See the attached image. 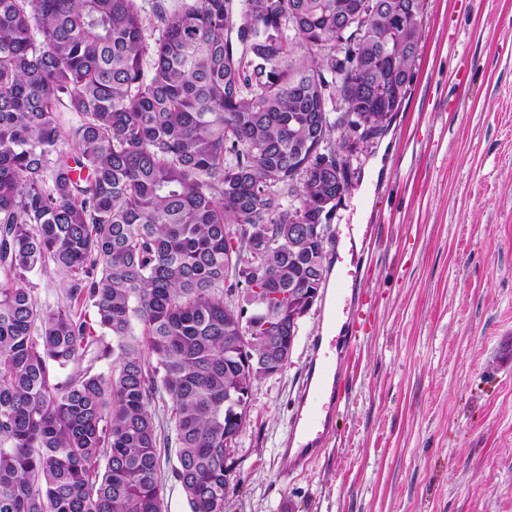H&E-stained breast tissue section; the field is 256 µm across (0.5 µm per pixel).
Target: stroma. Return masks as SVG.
<instances>
[{
  "mask_svg": "<svg viewBox=\"0 0 512 512\" xmlns=\"http://www.w3.org/2000/svg\"><path fill=\"white\" fill-rule=\"evenodd\" d=\"M335 140L350 178L330 269L342 232L361 246L301 320L287 368L254 384L224 512H512V0H426L399 112L373 140ZM332 304L346 405L302 469L285 448Z\"/></svg>",
  "mask_w": 512,
  "mask_h": 512,
  "instance_id": "obj_1",
  "label": "stroma"
}]
</instances>
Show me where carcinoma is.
<instances>
[{
    "mask_svg": "<svg viewBox=\"0 0 512 512\" xmlns=\"http://www.w3.org/2000/svg\"><path fill=\"white\" fill-rule=\"evenodd\" d=\"M424 7L158 2L149 50L135 0H0V512H165L169 479L224 512L253 385L325 279L331 138L398 111ZM50 265L48 311L25 283Z\"/></svg>",
    "mask_w": 512,
    "mask_h": 512,
    "instance_id": "obj_1",
    "label": "carcinoma"
}]
</instances>
